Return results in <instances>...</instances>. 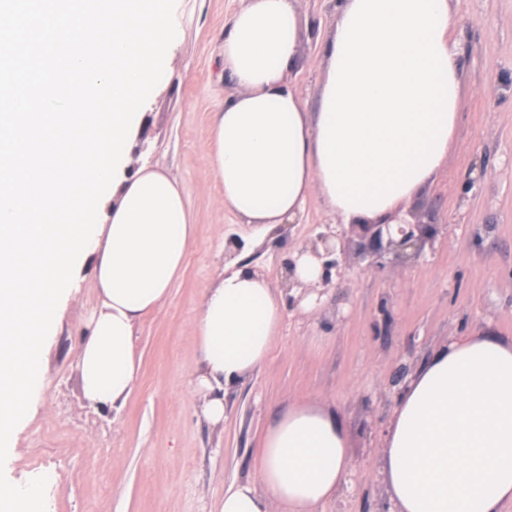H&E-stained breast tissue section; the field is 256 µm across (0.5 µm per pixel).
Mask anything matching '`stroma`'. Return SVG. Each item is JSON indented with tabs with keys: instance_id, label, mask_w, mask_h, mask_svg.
Returning a JSON list of instances; mask_svg holds the SVG:
<instances>
[{
	"instance_id": "1",
	"label": "stroma",
	"mask_w": 512,
	"mask_h": 512,
	"mask_svg": "<svg viewBox=\"0 0 512 512\" xmlns=\"http://www.w3.org/2000/svg\"><path fill=\"white\" fill-rule=\"evenodd\" d=\"M238 5L182 0V39L132 145L130 169L147 162L178 181L195 229L168 300L136 333L140 370L125 406L82 397L77 362L98 299L90 272L50 341L45 387L4 467L16 485L47 476L49 512H215L225 488L255 479L264 434L291 404L331 410L348 439L347 482L316 512H393L380 460L410 376L454 337L512 338V0H457L458 126L435 183L405 205L435 214L447 233L417 263L350 270L314 307L285 311L267 359L227 390L223 423L203 418L193 322L205 295L238 258L280 288L287 254L257 251L250 229L219 205L204 163L212 112L234 91L218 46ZM297 9L288 80L312 108L334 4L297 0ZM471 177L479 187L463 192ZM232 234L244 242L236 255L224 249Z\"/></svg>"
}]
</instances>
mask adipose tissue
Here are the masks:
<instances>
[{
  "mask_svg": "<svg viewBox=\"0 0 512 512\" xmlns=\"http://www.w3.org/2000/svg\"><path fill=\"white\" fill-rule=\"evenodd\" d=\"M294 0H241L222 44L237 86L214 109L205 164L220 204L265 236L302 216L310 192L345 224L390 220L430 186L459 120L461 18L453 0H338L323 41L319 109L285 74L298 54ZM87 263L99 300L81 347L84 398L120 410L139 374L134 337L171 293L193 234L180 186L153 166L120 180ZM283 321L268 282L224 270L194 321L203 417L224 421L225 388L262 364ZM351 468L334 413L293 405L264 437L258 480L216 512H310ZM381 469L396 512H503L512 504V340L460 336L409 379Z\"/></svg>",
  "mask_w": 512,
  "mask_h": 512,
  "instance_id": "1",
  "label": "adipose tissue"
}]
</instances>
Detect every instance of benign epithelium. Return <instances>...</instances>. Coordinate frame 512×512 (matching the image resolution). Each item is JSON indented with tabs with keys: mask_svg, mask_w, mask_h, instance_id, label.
Masks as SVG:
<instances>
[{
	"mask_svg": "<svg viewBox=\"0 0 512 512\" xmlns=\"http://www.w3.org/2000/svg\"><path fill=\"white\" fill-rule=\"evenodd\" d=\"M448 224L425 222L418 215L393 226L391 224H351L338 230L330 224L310 236L299 249L320 261L321 274L315 287L327 288L332 277L341 278L354 264L364 269L384 270L405 267L418 261L433 247Z\"/></svg>",
	"mask_w": 512,
	"mask_h": 512,
	"instance_id": "obj_1",
	"label": "benign epithelium"
}]
</instances>
